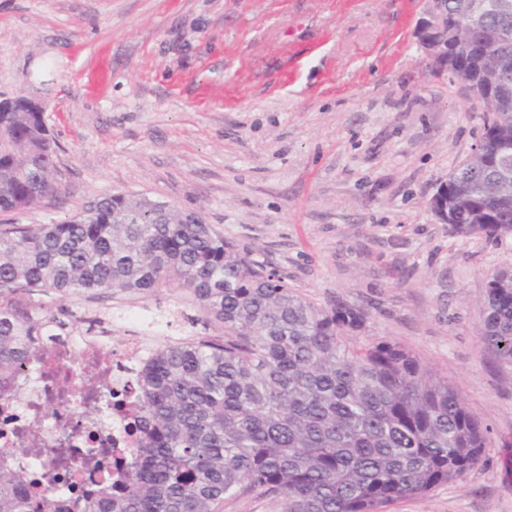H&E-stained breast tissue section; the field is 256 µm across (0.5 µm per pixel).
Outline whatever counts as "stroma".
<instances>
[{
	"instance_id": "35a3bbf8",
	"label": "stroma",
	"mask_w": 512,
	"mask_h": 512,
	"mask_svg": "<svg viewBox=\"0 0 512 512\" xmlns=\"http://www.w3.org/2000/svg\"><path fill=\"white\" fill-rule=\"evenodd\" d=\"M425 0H0V95L45 106L60 191L0 223L51 224L118 193L197 212L318 306L367 315L447 377L487 428L458 484L387 512H512V364L480 337L512 234L461 236L427 203L472 152L484 103L433 71ZM182 315L168 321L172 303ZM113 348L136 312L159 348L216 335L173 289L54 301Z\"/></svg>"
}]
</instances>
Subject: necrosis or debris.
Returning <instances> with one entry per match:
<instances>
[{
  "instance_id": "necrosis-or-debris-1",
  "label": "necrosis or debris",
  "mask_w": 512,
  "mask_h": 512,
  "mask_svg": "<svg viewBox=\"0 0 512 512\" xmlns=\"http://www.w3.org/2000/svg\"><path fill=\"white\" fill-rule=\"evenodd\" d=\"M49 343L58 352V371L90 374L91 404L115 396L121 398L122 407L103 417H80L71 426L64 423L71 414L66 405L60 408V418L42 417L41 408L55 403L57 390L47 381L38 356H31L15 381L12 395L0 401V461H8L17 471L30 476L61 448L82 449L80 468L84 471L101 453L114 449L130 452L135 442L122 428L123 421L135 408L130 383L135 369L153 355V348L141 337L132 336L123 349L117 350L103 334L90 331L75 336L61 326L54 327ZM34 427L40 430L38 453H17V438Z\"/></svg>"
}]
</instances>
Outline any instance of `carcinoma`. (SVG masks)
Segmentation results:
<instances>
[{
  "label": "carcinoma",
  "instance_id": "1",
  "mask_svg": "<svg viewBox=\"0 0 512 512\" xmlns=\"http://www.w3.org/2000/svg\"><path fill=\"white\" fill-rule=\"evenodd\" d=\"M505 0H441L448 73L489 105L484 155L441 185L461 235L512 231V179L494 155L512 151V9ZM41 106L23 96L0 111V213L40 207L58 192ZM161 288L189 295L221 339L185 338L155 351L134 380L127 424L137 448L112 481L72 498L44 467L41 493L0 467V512H224V500L273 498L281 512H386L463 481L486 430L448 379L411 350L362 341L365 313L319 307L237 251L196 213L145 196L113 195L56 224L0 230V396L55 320L44 299L85 293L134 300ZM481 340L512 364V267L485 289Z\"/></svg>",
  "mask_w": 512,
  "mask_h": 512
}]
</instances>
